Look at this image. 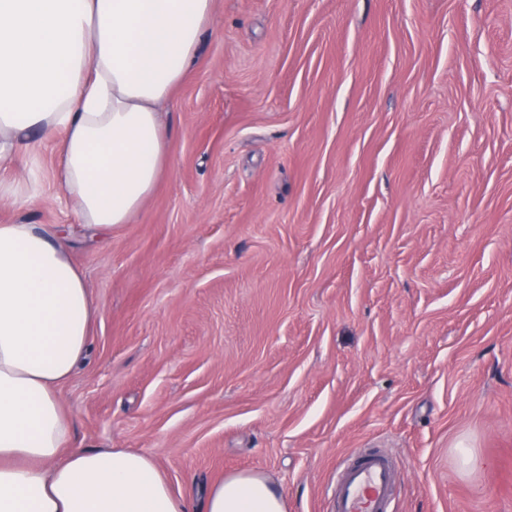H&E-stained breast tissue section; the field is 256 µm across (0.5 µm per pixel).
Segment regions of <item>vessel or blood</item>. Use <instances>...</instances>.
<instances>
[{
  "mask_svg": "<svg viewBox=\"0 0 512 512\" xmlns=\"http://www.w3.org/2000/svg\"><path fill=\"white\" fill-rule=\"evenodd\" d=\"M395 480L389 456L360 449L331 487L329 512H392Z\"/></svg>",
  "mask_w": 512,
  "mask_h": 512,
  "instance_id": "vessel-or-blood-1",
  "label": "vessel or blood"
}]
</instances>
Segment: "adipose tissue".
I'll return each instance as SVG.
<instances>
[{"mask_svg": "<svg viewBox=\"0 0 512 512\" xmlns=\"http://www.w3.org/2000/svg\"><path fill=\"white\" fill-rule=\"evenodd\" d=\"M212 0H0V164L54 137L55 196L106 233L167 158L159 109L196 58ZM99 313L60 231L0 224V512H287L258 473L174 494L148 453L71 444L60 386Z\"/></svg>", "mask_w": 512, "mask_h": 512, "instance_id": "adipose-tissue-1", "label": "adipose tissue"}]
</instances>
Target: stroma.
<instances>
[{"label":"stroma","mask_w":512,"mask_h":512,"mask_svg":"<svg viewBox=\"0 0 512 512\" xmlns=\"http://www.w3.org/2000/svg\"><path fill=\"white\" fill-rule=\"evenodd\" d=\"M159 112L129 223L0 206L72 228L99 306L76 445L288 512L375 448L395 512H512V0H213Z\"/></svg>","instance_id":"obj_1"}]
</instances>
